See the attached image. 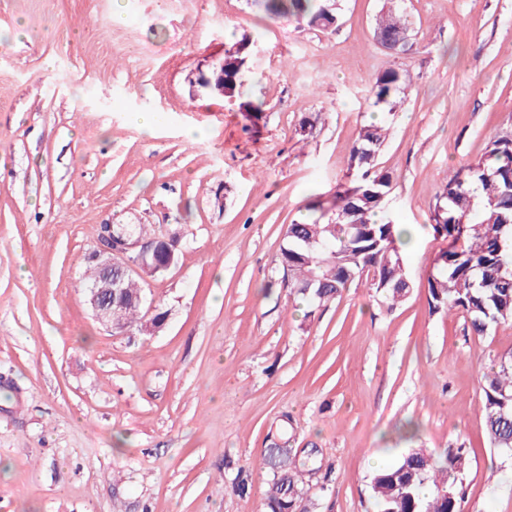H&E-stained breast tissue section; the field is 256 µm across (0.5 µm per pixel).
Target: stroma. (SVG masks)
<instances>
[{"instance_id": "1", "label": "stroma", "mask_w": 512, "mask_h": 512, "mask_svg": "<svg viewBox=\"0 0 512 512\" xmlns=\"http://www.w3.org/2000/svg\"><path fill=\"white\" fill-rule=\"evenodd\" d=\"M383 3L338 0L321 31L246 0H123L120 22L114 0H0V512H266L285 414L289 448L322 463L307 512H374L379 469L461 444L464 512H512V456L480 411L512 322L477 337L428 303L436 196L512 126V0H400L399 56L373 39ZM245 37L252 116L198 83ZM393 65L412 83L390 115L369 90ZM373 120L411 292L392 306L356 281L316 307L283 283V236L347 181ZM103 224L180 237L146 285L155 334L85 303Z\"/></svg>"}]
</instances>
